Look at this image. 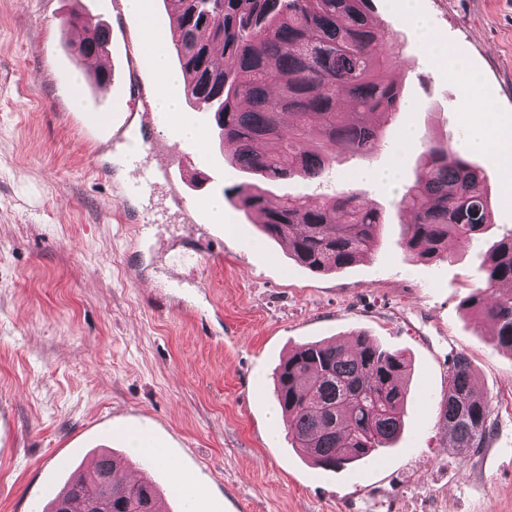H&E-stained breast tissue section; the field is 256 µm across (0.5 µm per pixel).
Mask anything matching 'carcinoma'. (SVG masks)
<instances>
[{
    "label": "carcinoma",
    "mask_w": 512,
    "mask_h": 512,
    "mask_svg": "<svg viewBox=\"0 0 512 512\" xmlns=\"http://www.w3.org/2000/svg\"><path fill=\"white\" fill-rule=\"evenodd\" d=\"M168 2L171 52L186 99L236 145L230 164L248 177L224 194L312 272L339 270L376 251L384 216L356 191L343 189L324 204L268 198L273 182L322 178L341 149H375L383 133L375 117L399 107L400 90L387 78L396 44L374 27L372 0ZM69 25L85 31L73 46L77 57L106 52L108 27L77 14ZM398 205L409 215L401 245L422 260L448 259L459 244L481 245L489 226L479 167L444 142L428 145ZM482 269L483 286L462 304L475 324L493 325L497 346L512 350V232L487 248ZM407 371L403 353L363 333L347 345L294 348L278 366L274 388L295 448L336 471L391 447L403 428ZM443 418L461 454L485 447L493 433L490 402L477 394L462 352L448 358ZM122 469L113 455H99L69 478L49 512L62 503L68 512H96L106 488L112 512H159V489L121 478Z\"/></svg>",
    "instance_id": "1"
}]
</instances>
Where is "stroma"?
I'll return each instance as SVG.
<instances>
[{
  "instance_id": "obj_1",
  "label": "stroma",
  "mask_w": 512,
  "mask_h": 512,
  "mask_svg": "<svg viewBox=\"0 0 512 512\" xmlns=\"http://www.w3.org/2000/svg\"><path fill=\"white\" fill-rule=\"evenodd\" d=\"M399 46L390 80L402 106L372 152L340 150L318 180L271 198L311 203L350 188L387 223L377 251L342 271L312 272L232 204L210 199L245 181L209 113L202 141L140 122L139 86L158 80L141 56L143 16L168 40L164 0L144 15L124 0H0V512H43L49 489L101 451L129 460L165 512H512V350L475 325L461 300L482 284L466 244L447 260L401 246L398 191L361 171L409 181L427 145H458L480 126L461 110L447 61L424 47L402 0H373ZM448 45L463 44L475 97L512 125V0H413ZM80 12L112 31V81L91 85L65 24ZM492 201L495 241L512 232V190L491 155L472 153ZM153 186L130 194L133 168ZM363 332L411 362L404 430L376 461L326 471L269 438L274 372L294 347ZM465 353L493 409L487 447L452 448L442 417L448 357ZM166 464L142 469L135 440Z\"/></svg>"
}]
</instances>
